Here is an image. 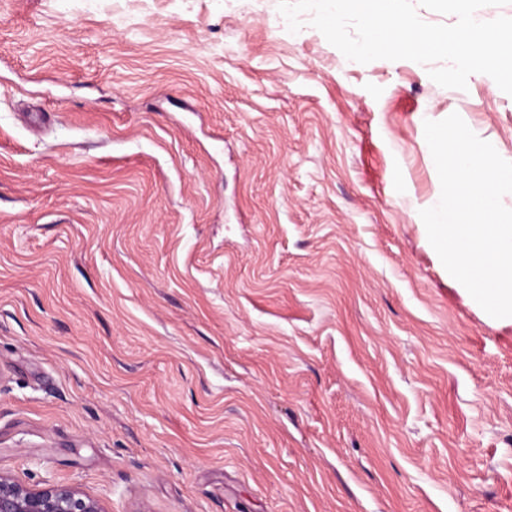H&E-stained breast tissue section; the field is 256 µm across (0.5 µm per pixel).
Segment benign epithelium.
<instances>
[{"instance_id": "1", "label": "benign epithelium", "mask_w": 512, "mask_h": 512, "mask_svg": "<svg viewBox=\"0 0 512 512\" xmlns=\"http://www.w3.org/2000/svg\"><path fill=\"white\" fill-rule=\"evenodd\" d=\"M0 512H106L79 489L47 483L30 488L0 474Z\"/></svg>"}]
</instances>
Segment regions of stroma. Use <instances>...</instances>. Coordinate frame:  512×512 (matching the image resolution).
Masks as SVG:
<instances>
[{
	"label": "stroma",
	"instance_id": "obj_1",
	"mask_svg": "<svg viewBox=\"0 0 512 512\" xmlns=\"http://www.w3.org/2000/svg\"><path fill=\"white\" fill-rule=\"evenodd\" d=\"M278 0H0V473L107 512H512V320L430 245L487 75Z\"/></svg>",
	"mask_w": 512,
	"mask_h": 512
}]
</instances>
